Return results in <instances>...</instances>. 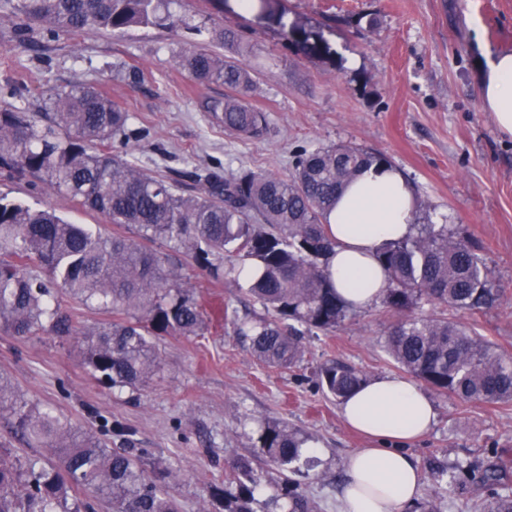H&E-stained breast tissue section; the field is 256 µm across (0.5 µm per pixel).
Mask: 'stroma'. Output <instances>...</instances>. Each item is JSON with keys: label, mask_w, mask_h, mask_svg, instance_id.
I'll return each instance as SVG.
<instances>
[{"label": "stroma", "mask_w": 512, "mask_h": 512, "mask_svg": "<svg viewBox=\"0 0 512 512\" xmlns=\"http://www.w3.org/2000/svg\"><path fill=\"white\" fill-rule=\"evenodd\" d=\"M289 18L320 28L334 55L306 59L258 12L219 13L203 0H183L186 15L204 13L199 34L132 28L98 31L81 41L35 30L19 42L0 21V88L16 85L17 106L36 110L47 87L95 85L133 116L146 135L131 141L146 172L218 165L289 175L296 152L316 145L357 144L386 156L410 182L419 205L437 224L460 231L480 249L504 302L479 312L449 311L457 321L512 356V140L500 136L482 104L480 72L489 52L512 51V0H279ZM241 41L213 38L222 28ZM244 62L255 87L247 101L266 116L257 138L225 133L204 109L223 98L221 84L195 81L177 63L189 43ZM139 70L131 83L116 66ZM0 193L33 208L49 206L93 230L136 238L67 195L0 176ZM169 265L205 308L222 304L239 317L263 310L231 280H213L191 255L168 250ZM382 305L357 310L329 333L306 337L305 355L291 369L252 356L231 321L212 318L199 336H166L161 365L137 391L98 383L84 366L77 336L49 332L21 339L0 331V379L29 403L100 434L117 423L150 466L178 473L170 492L183 512H202L224 463L251 455L259 425L298 431L315 461L307 496L318 512H337L345 460L366 440L343 421L339 403L319 390L315 371L338 360L392 376L398 369L382 348L392 323ZM436 422L407 450L424 486L436 485L430 462L475 464L498 456L512 465V403L464 402L433 394Z\"/></svg>", "instance_id": "35a3bbf8"}]
</instances>
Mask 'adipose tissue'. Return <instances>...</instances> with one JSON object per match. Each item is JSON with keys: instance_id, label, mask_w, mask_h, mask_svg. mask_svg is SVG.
Masks as SVG:
<instances>
[{"instance_id": "ef3b65f1", "label": "adipose tissue", "mask_w": 512, "mask_h": 512, "mask_svg": "<svg viewBox=\"0 0 512 512\" xmlns=\"http://www.w3.org/2000/svg\"><path fill=\"white\" fill-rule=\"evenodd\" d=\"M480 87L498 132L512 138V51L487 60ZM415 212L410 185L387 165L357 173L337 198L328 215L336 238L328 270L337 292L353 308L379 301L385 281L376 250L383 242L413 235ZM339 410L350 427L373 442L348 458L340 512H403L423 485L404 445L433 426L436 413L429 396L410 378L383 376L342 400Z\"/></svg>"}]
</instances>
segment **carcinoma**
Returning a JSON list of instances; mask_svg holds the SVG:
<instances>
[{
	"label": "carcinoma",
	"mask_w": 512,
	"mask_h": 512,
	"mask_svg": "<svg viewBox=\"0 0 512 512\" xmlns=\"http://www.w3.org/2000/svg\"><path fill=\"white\" fill-rule=\"evenodd\" d=\"M173 0H3L0 18L15 26L21 42L32 24L73 39L89 32L122 33L131 27L201 28L170 11ZM285 32L296 36L306 59L330 53L323 32L288 21L286 10L267 0ZM179 63L198 82H221L222 99L205 111L224 131L260 136L265 115L245 102L254 87L249 69L208 48H190ZM130 114L106 94L76 83L55 88L38 118L6 103L0 106V174L34 178L117 226L133 227L141 239L185 249L215 280L224 253L235 255L233 281L266 311L235 332L272 368H291L304 357L303 339L328 332L353 312L337 293L327 269L336 246L327 214L362 169L387 158L355 144L301 150L291 175L219 166L186 176L144 173L126 151ZM414 235L383 244L377 259L386 285L383 305L393 313L383 348L402 370L431 389L469 402H512V357L444 316L423 315L443 305L477 312L501 305L505 291L491 278L467 237L436 226L430 218ZM117 316L82 329L61 311L63 302ZM207 313L180 285L161 252L122 235H104L72 224L55 211L32 209L0 195V328L27 338L50 329L83 337V359L93 376L112 387L136 389L160 364L163 336H197ZM319 386L336 400L367 382L366 374L340 361L318 369ZM13 418L14 436L53 450L58 462L0 455V512H86L92 498L112 512H180L168 490L176 472L150 474L143 448H108L76 432L67 418L40 410L0 382V412ZM258 455L282 471L309 474L305 439L285 425L263 423ZM224 479L211 486L206 512H255L262 475L249 458L224 464ZM478 512H512V473L502 463L470 468ZM284 512H316L297 483L281 487Z\"/></svg>",
	"instance_id": "1"
}]
</instances>
